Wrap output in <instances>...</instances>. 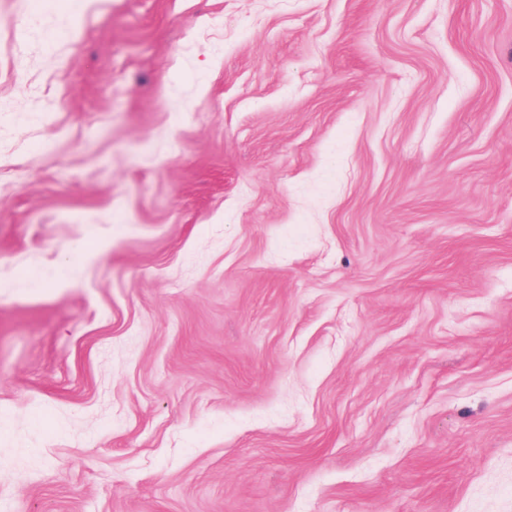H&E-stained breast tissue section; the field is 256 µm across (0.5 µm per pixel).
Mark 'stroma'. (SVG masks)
<instances>
[{
    "mask_svg": "<svg viewBox=\"0 0 512 512\" xmlns=\"http://www.w3.org/2000/svg\"><path fill=\"white\" fill-rule=\"evenodd\" d=\"M0 512H512V0H0Z\"/></svg>",
    "mask_w": 512,
    "mask_h": 512,
    "instance_id": "obj_1",
    "label": "stroma"
}]
</instances>
